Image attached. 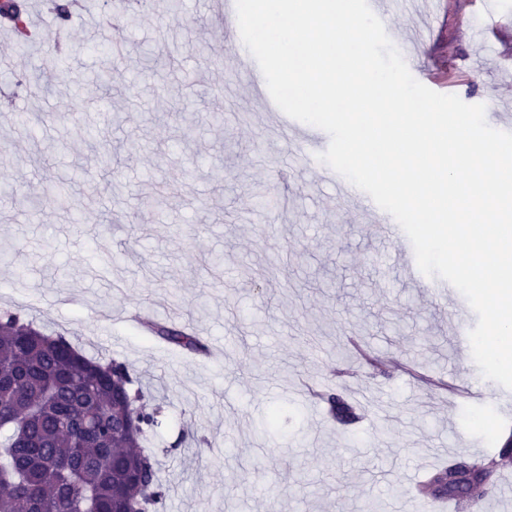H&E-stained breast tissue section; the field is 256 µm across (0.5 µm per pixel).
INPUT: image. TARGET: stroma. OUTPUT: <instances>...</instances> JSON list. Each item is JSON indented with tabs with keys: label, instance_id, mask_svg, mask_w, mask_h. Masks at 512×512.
<instances>
[{
	"label": "stroma",
	"instance_id": "35a3bbf8",
	"mask_svg": "<svg viewBox=\"0 0 512 512\" xmlns=\"http://www.w3.org/2000/svg\"><path fill=\"white\" fill-rule=\"evenodd\" d=\"M82 0L67 23L43 18L42 44L9 42L0 80V311L20 312L100 361L126 362L161 424L147 451L164 512H423L403 488L448 460L474 464L512 433V390L483 402L433 394L424 372L455 365L453 301L411 282L368 209L302 167L225 40L210 0L175 16ZM486 20L478 0H391L387 34L468 104L512 101V0ZM121 37L109 63L103 40ZM49 94L25 76L45 57ZM293 188L270 214L256 192ZM36 196V213L14 199ZM221 258L213 268L212 258ZM190 320L222 361L149 340L134 317ZM360 419L335 421L308 386ZM277 422H270L272 410ZM204 456H197V449ZM512 465L464 512H512Z\"/></svg>",
	"mask_w": 512,
	"mask_h": 512
}]
</instances>
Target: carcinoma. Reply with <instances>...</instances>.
I'll use <instances>...</instances> for the list:
<instances>
[{
	"instance_id": "carcinoma-1",
	"label": "carcinoma",
	"mask_w": 512,
	"mask_h": 512,
	"mask_svg": "<svg viewBox=\"0 0 512 512\" xmlns=\"http://www.w3.org/2000/svg\"><path fill=\"white\" fill-rule=\"evenodd\" d=\"M16 42L32 32L23 4L3 0ZM144 329L190 352L205 351L200 337L158 321ZM0 512H120L130 493L140 492V512H158L166 489L156 462L142 443L158 425V409L139 404L142 389L129 366L101 363L79 352L64 336H49L17 313L0 316ZM333 415L356 418L353 408L325 392ZM512 461L509 437L493 455L467 473L440 465L427 488L435 498L462 497Z\"/></svg>"
}]
</instances>
